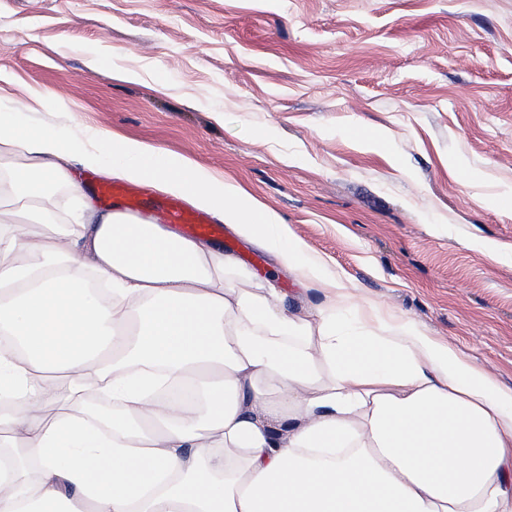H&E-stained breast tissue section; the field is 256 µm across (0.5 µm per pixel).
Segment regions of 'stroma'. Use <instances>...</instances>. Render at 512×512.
I'll use <instances>...</instances> for the list:
<instances>
[{"label":"stroma","mask_w":512,"mask_h":512,"mask_svg":"<svg viewBox=\"0 0 512 512\" xmlns=\"http://www.w3.org/2000/svg\"><path fill=\"white\" fill-rule=\"evenodd\" d=\"M0 109L237 183L512 387V0H0ZM217 241L290 309L321 300Z\"/></svg>","instance_id":"stroma-1"}]
</instances>
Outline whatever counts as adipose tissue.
Returning a JSON list of instances; mask_svg holds the SVG:
<instances>
[{"label": "adipose tissue", "instance_id": "1", "mask_svg": "<svg viewBox=\"0 0 512 512\" xmlns=\"http://www.w3.org/2000/svg\"><path fill=\"white\" fill-rule=\"evenodd\" d=\"M151 180L316 286L294 311L204 237L101 209ZM63 187L54 221L46 183ZM0 512H512V387L363 302L236 184L153 144L0 124ZM161 380L200 400H158ZM108 393L104 432L74 415Z\"/></svg>", "mask_w": 512, "mask_h": 512}]
</instances>
